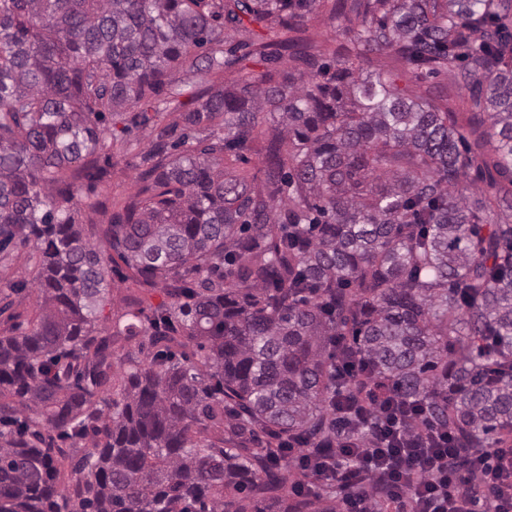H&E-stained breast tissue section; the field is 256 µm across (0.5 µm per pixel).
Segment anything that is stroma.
<instances>
[{
    "mask_svg": "<svg viewBox=\"0 0 512 512\" xmlns=\"http://www.w3.org/2000/svg\"><path fill=\"white\" fill-rule=\"evenodd\" d=\"M332 0H324L322 6L310 15L303 33L305 42L312 52L325 61L335 58L337 48L344 44L338 22L332 14ZM365 72H381L389 76L412 98L442 97L449 111L457 113L459 119H466L463 105L464 94L453 84L445 73L412 77L406 67L392 56L382 54L372 56L364 65ZM199 90L192 75L177 72L169 94L164 102L158 103L156 111L150 112V122L146 125L130 128L132 110L121 109L109 116L105 124L106 136L112 139L111 153L101 156L99 163L108 171L104 179L84 178L76 183L74 193L79 204L73 212L76 224H79L84 236L90 241H98L100 228L107 224L108 214L94 210L93 202L102 200L108 203L110 212H117L129 198L141 195L143 184L137 178L135 166L141 153L146 152L151 142V122H172L180 113L192 110ZM129 270L122 261H114L109 274L110 294L100 314V324L105 328L113 325L126 313L129 305H136L143 315H152L161 304L168 302L169 296L164 284L140 286L128 277ZM10 316H0V335H17L28 331L30 321L37 311L41 299L37 290L26 288L13 295Z\"/></svg>",
    "mask_w": 512,
    "mask_h": 512,
    "instance_id": "1",
    "label": "stroma"
}]
</instances>
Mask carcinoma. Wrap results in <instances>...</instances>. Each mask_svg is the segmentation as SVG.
Returning <instances> with one entry per match:
<instances>
[{
  "label": "carcinoma",
  "mask_w": 512,
  "mask_h": 512,
  "mask_svg": "<svg viewBox=\"0 0 512 512\" xmlns=\"http://www.w3.org/2000/svg\"><path fill=\"white\" fill-rule=\"evenodd\" d=\"M319 6L0 0V252L34 244L12 291L42 295L29 331L0 336V512H305L278 443L368 438L336 411L358 387L424 402L418 425L467 451L512 439V224L489 222L512 192L465 194L488 146L512 171V0H337L351 47L332 67L299 37ZM249 23L277 26L293 66L237 91L211 80L179 136L154 126L136 164L150 195L83 239L72 186L105 174L106 113L158 100L181 69L232 68L233 49L192 51ZM388 52L415 77L448 71L468 125L363 75ZM255 146L261 176L224 177ZM114 254L172 298L115 398L112 344L140 313L99 325ZM192 342L196 362L172 351ZM355 354L364 375L338 379Z\"/></svg>",
  "instance_id": "cac0c4a2"
}]
</instances>
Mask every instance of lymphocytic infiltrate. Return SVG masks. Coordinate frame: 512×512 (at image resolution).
<instances>
[{
  "label": "lymphocytic infiltrate",
  "instance_id": "1",
  "mask_svg": "<svg viewBox=\"0 0 512 512\" xmlns=\"http://www.w3.org/2000/svg\"><path fill=\"white\" fill-rule=\"evenodd\" d=\"M358 406L380 414L369 440L346 444L325 462L302 442L291 443L297 495L344 481L339 512H373L369 491L379 487L395 512H512V448L474 449L461 467L451 434L414 427V407L383 394L363 396Z\"/></svg>",
  "mask_w": 512,
  "mask_h": 512
}]
</instances>
